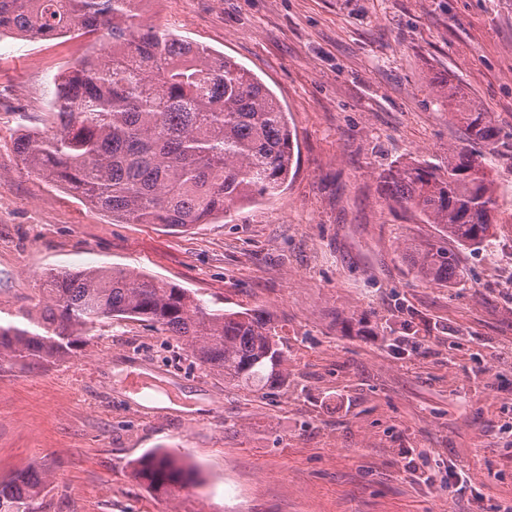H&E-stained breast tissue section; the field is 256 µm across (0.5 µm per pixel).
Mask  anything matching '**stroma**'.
Listing matches in <instances>:
<instances>
[{
  "instance_id": "stroma-1",
  "label": "stroma",
  "mask_w": 512,
  "mask_h": 512,
  "mask_svg": "<svg viewBox=\"0 0 512 512\" xmlns=\"http://www.w3.org/2000/svg\"><path fill=\"white\" fill-rule=\"evenodd\" d=\"M149 21L252 71L288 114L284 189L184 231L127 224L30 173L55 75L94 40L0 34V321L52 269L121 267L214 311L260 308L288 351L278 388L205 370L146 322L97 325L75 356L0 368V476L38 466L44 512H486L512 504V0H151ZM451 81L494 112L493 245L457 249L452 286L419 280L435 225L383 196L397 161H447ZM170 403L158 405L159 396ZM181 453L196 483L134 475ZM470 476L465 489L449 469Z\"/></svg>"
}]
</instances>
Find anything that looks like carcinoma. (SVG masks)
<instances>
[{
    "label": "carcinoma",
    "mask_w": 512,
    "mask_h": 512,
    "mask_svg": "<svg viewBox=\"0 0 512 512\" xmlns=\"http://www.w3.org/2000/svg\"><path fill=\"white\" fill-rule=\"evenodd\" d=\"M139 0H0V33L30 39L78 36L112 43L54 78L50 131L21 135L16 154L31 172L95 210L167 229L203 224L238 205L276 195L294 158L288 113L250 70L206 45L142 20ZM437 92L468 140L448 164L425 158L378 177L386 198L412 208L441 236L473 251L496 237L499 185L488 155L498 149L491 112L452 84ZM416 276L451 285L455 254L438 242H406ZM23 324L0 323V360L54 362L112 319L148 322L174 336L224 383L261 391L285 382L278 327L260 309L216 313L184 289L125 268L50 272ZM147 488H184L193 471L176 454L151 452L135 469ZM47 475L29 468L0 480V512H42Z\"/></svg>",
    "instance_id": "cac0c4a2"
}]
</instances>
